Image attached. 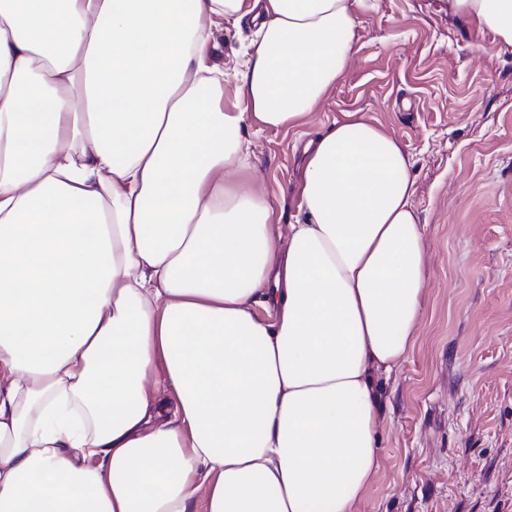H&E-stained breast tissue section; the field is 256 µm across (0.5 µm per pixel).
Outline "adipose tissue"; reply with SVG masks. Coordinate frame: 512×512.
I'll list each match as a JSON object with an SVG mask.
<instances>
[{
  "label": "adipose tissue",
  "mask_w": 512,
  "mask_h": 512,
  "mask_svg": "<svg viewBox=\"0 0 512 512\" xmlns=\"http://www.w3.org/2000/svg\"><path fill=\"white\" fill-rule=\"evenodd\" d=\"M366 2L0 0V512H359L424 317L412 159L345 113L282 226L242 130L306 121ZM447 3L512 47V0ZM252 23L245 18L240 27L231 20L224 19V24L215 31L216 49L213 51L212 63L231 74L236 67L237 55L243 44L252 37Z\"/></svg>",
  "instance_id": "1"
}]
</instances>
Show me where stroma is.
<instances>
[{
  "mask_svg": "<svg viewBox=\"0 0 512 512\" xmlns=\"http://www.w3.org/2000/svg\"><path fill=\"white\" fill-rule=\"evenodd\" d=\"M252 32L225 21L214 64L233 72ZM355 38L306 125L244 137L284 224L305 145L343 113L379 123L414 161L425 315L414 349L377 377L380 466L360 512H512V47L449 17L446 0H379Z\"/></svg>",
  "mask_w": 512,
  "mask_h": 512,
  "instance_id": "35a3bbf8",
  "label": "stroma"
}]
</instances>
